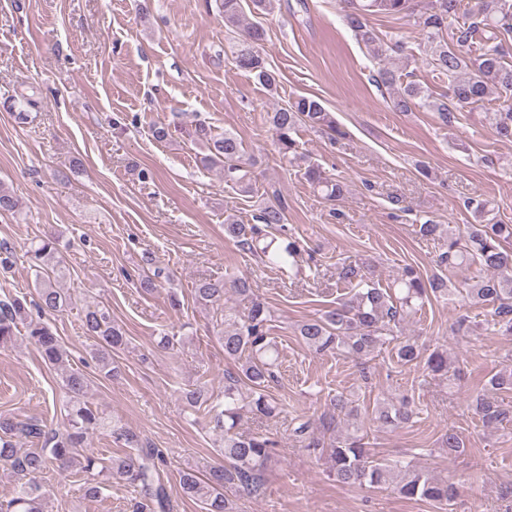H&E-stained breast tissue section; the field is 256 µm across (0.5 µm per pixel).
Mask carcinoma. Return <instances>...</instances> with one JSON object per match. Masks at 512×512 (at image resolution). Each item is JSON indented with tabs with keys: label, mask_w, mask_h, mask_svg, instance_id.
Masks as SVG:
<instances>
[{
	"label": "carcinoma",
	"mask_w": 512,
	"mask_h": 512,
	"mask_svg": "<svg viewBox=\"0 0 512 512\" xmlns=\"http://www.w3.org/2000/svg\"><path fill=\"white\" fill-rule=\"evenodd\" d=\"M224 26L238 35L234 51L236 66L272 91L279 83L277 73L269 69L258 50L264 31L248 20L247 14H260L272 8V0H218ZM374 15L396 16L409 22L421 36L426 66L438 78L446 77L449 92L435 95L431 88L416 81H406L393 67L395 60H407L412 50L405 38L388 36L369 24ZM344 21L357 39L369 50L375 62L373 82L390 95L396 112L417 108L436 114L442 126H449L456 114L482 108L495 136L512 141V0H344ZM281 162L304 168L306 180L328 201H340L348 185L328 178L299 151L294 138L301 127L316 128L334 140L345 136L336 119L314 96L297 95L269 116ZM194 141L202 144L207 165L221 164L224 183L243 189L251 181L242 140L234 133H212L203 126L196 128ZM475 222L464 227L436 224L428 219L418 227L424 239L446 237L448 250L441 253L437 265L448 269L478 266L487 275L464 283L461 288L448 287V280L437 275L429 281L412 267H406L394 284L382 288L361 268L344 264L338 279L353 287V293L317 318L304 321L298 329L303 344L316 353L334 352L339 356L365 360L384 345H392L400 365L425 363L432 376L451 380L455 374L448 352L434 350L423 355V347L413 336H399L397 325L416 315L431 298L461 295L464 299L492 307L491 318L497 331L512 336V224L492 217L491 202L471 198L467 202ZM287 205L277 194L265 204L256 224L233 220L224 225L225 232L236 238L243 250H259L262 260L281 271L297 267V257L304 251L301 241L288 237L286 244L271 240L257 248L266 229L286 221ZM26 262L33 271L37 299L33 301L38 319L29 317L25 303L15 297L0 301V347L15 340L19 325H25L26 337L41 354L44 363L59 372L64 390L65 427L60 430L33 420L0 419V466L19 476L14 496L0 504V512H45L46 491L41 477L50 467L63 474L78 469L96 473L100 480L84 482L85 495L96 497L103 487L119 479L134 488L137 499L133 512H170V499L161 475L165 462L156 448L140 443L137 434L119 425L107 413L87 400L88 379L78 369L69 367V359L58 336L52 330L51 317L68 306L65 295L54 287L62 272L63 260L59 238L46 236L25 251ZM249 291L245 278H210L197 284L195 299L204 304L224 307V321L231 329L219 336L224 358L238 364V371L224 373V391L214 392L208 384H195L180 390L181 400L193 414L205 412L208 423L224 444V459L229 465L211 467L201 479L191 468L179 473L183 495L201 504L203 512H230L226 489L235 488L245 495H257L263 487V472L275 449V441L260 433L236 431L243 412L258 418L275 417L282 404L269 392L278 367L276 344L269 336L271 311L260 299L252 301L247 314L239 316L224 306L229 290ZM82 325L93 339L91 359L106 378L118 374L112 353L127 346L123 331L112 323L104 306L83 311ZM512 387V366L507 364L488 381V387L475 400L473 409L487 425L509 418V411L495 400V391ZM330 403L349 422L358 416L352 401L339 393ZM375 419L387 426L410 420L412 411L404 399H389L373 410ZM310 422L294 429L304 438V447L319 450L330 463L336 481L349 486L381 488L396 485L399 493L438 503H450L457 495L451 482L436 480L427 470L402 460H377L370 457L363 438L346 432L330 441L309 434ZM110 430L115 439L128 448L122 456L105 460L87 449L88 435ZM43 440V447L23 451L13 438ZM448 453L465 451L463 438L453 429L442 437Z\"/></svg>",
	"instance_id": "carcinoma-1"
}]
</instances>
